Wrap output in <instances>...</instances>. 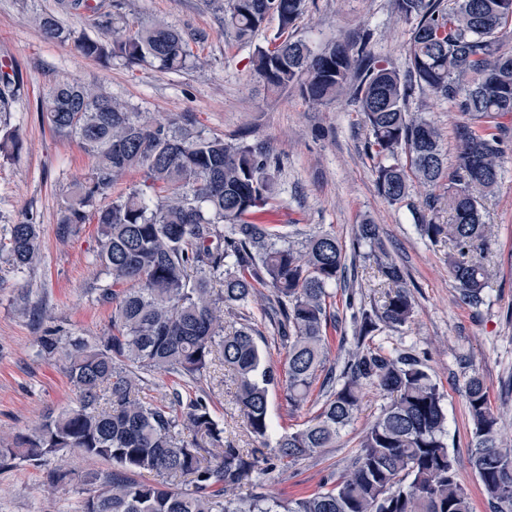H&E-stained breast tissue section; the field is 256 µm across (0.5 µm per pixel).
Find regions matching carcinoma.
Listing matches in <instances>:
<instances>
[{
  "instance_id": "obj_1",
  "label": "carcinoma",
  "mask_w": 512,
  "mask_h": 512,
  "mask_svg": "<svg viewBox=\"0 0 512 512\" xmlns=\"http://www.w3.org/2000/svg\"><path fill=\"white\" fill-rule=\"evenodd\" d=\"M305 0H219L240 40L271 15L279 19L270 47L251 58L254 74L271 90L289 86L314 106L350 94L367 127L366 151L378 158L374 182L392 205H412L416 182L427 192L413 208L421 237L448 244V265L460 300L484 303L490 277L487 257L495 225L485 220L482 199L504 174L506 138L512 128V50L501 31L512 25V0H394L409 25L408 71L400 75L377 60L369 37L337 40L319 51L296 35ZM109 35L78 34L53 13L33 22L49 40L71 45L105 63L121 58L134 67L189 66L195 38L157 20L136 30L96 0H65ZM18 80L0 69V112ZM445 100L461 115L453 127L455 169L447 175L441 133L406 101L414 89ZM41 112L51 131L74 142L91 166L60 211L65 238L90 221L98 224V260L112 278L101 299L112 303V333L90 344L41 338L49 355L63 353L77 405L49 411L26 434L0 438V466L19 460L41 466L77 452L109 463L82 475L90 495L81 512H473L467 487L448 450L443 394L421 359L388 351L369 339L379 323L408 324L414 304L404 269L387 251L378 225L356 226L354 249L375 260L388 288L382 307L354 316L355 348L341 372L329 360V335L337 329L332 289L347 286V257L330 232L296 240L253 215L276 196L270 154L241 140L228 143L192 123L135 112L90 85L56 81ZM15 132L0 124V152L18 150ZM140 181L114 188L128 174ZM448 180L444 192L432 190ZM445 205L446 224L429 213ZM9 252L16 265L40 260V228L12 225ZM280 315L274 339L286 350L284 392L289 410L317 406L302 427L272 436L269 386L278 381L251 322L260 289ZM231 372L247 432L270 448L259 458L224 439L201 396L146 403L147 377L174 375L193 387L216 364ZM389 398L361 436L350 469L296 498L263 495L229 498L248 482L263 486L277 465L291 466L333 448L357 418L363 387ZM471 425L470 460L491 512H512V442L500 437L499 416L487 387L472 373L465 384ZM154 474L151 482L137 476Z\"/></svg>"
}]
</instances>
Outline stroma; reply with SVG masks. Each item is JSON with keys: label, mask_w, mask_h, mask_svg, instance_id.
Here are the masks:
<instances>
[{"label": "stroma", "mask_w": 512, "mask_h": 512, "mask_svg": "<svg viewBox=\"0 0 512 512\" xmlns=\"http://www.w3.org/2000/svg\"><path fill=\"white\" fill-rule=\"evenodd\" d=\"M57 0H0V66L15 68L20 91L7 120L22 141L17 156H0V437L25 433L48 410L75 406L77 395L65 374L62 357L43 353L47 330L57 336L96 342L109 333L111 305L98 299L112 280L97 262L96 224L81 225L68 238L57 234L60 206L88 170L89 159L72 143L52 135L39 111L48 88L71 79L102 88L140 112L191 119L206 133L233 141L246 134L277 161V200L256 214L261 224H293L303 233L336 234L350 245L356 224L371 221L382 231L387 249L409 275L415 304L411 322L399 328L381 326L374 345L411 349L444 394L448 412V447L460 480L468 488L473 512H490L470 462V421L465 380L479 373L491 405L512 437V145L507 148L504 176L484 200L486 218L497 237L489 262L492 277L480 309L463 305L448 269V245L422 239L408 207L388 204L374 182L376 158L365 149L368 131L358 105L344 98L313 108L297 88L268 89L249 61L257 48L273 42L277 16H269L251 40H237L211 0H112L113 13L130 27L161 18L186 33L202 32L194 64L159 72L129 67L115 58L100 63L48 41L33 24L38 13H53ZM407 27L399 21L393 0H306L296 31L313 49L342 36L369 35L375 57L406 71ZM412 112L426 113L441 128L443 148L454 154L455 112L446 101L414 90L407 101ZM41 228L39 263L19 267L8 252L10 228L22 221ZM348 288H336L333 312L339 328L332 339L333 361H343L355 345L347 295L366 306L381 305L386 290L374 261L355 258L348 269ZM201 389L224 425V437L250 451L235 402V386L223 366L202 379ZM387 398L365 386L361 410L335 447L273 471L262 487L268 497L293 498L338 477L354 457L363 431L380 415ZM72 476L49 487L43 467H0V512H78L83 498L82 474L102 468V461L68 455L62 458Z\"/></svg>", "instance_id": "1"}]
</instances>
